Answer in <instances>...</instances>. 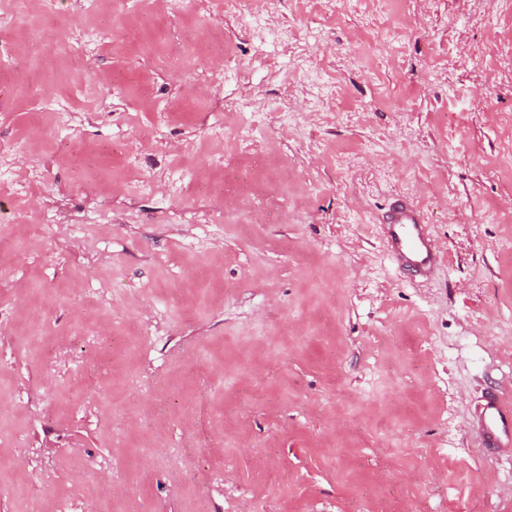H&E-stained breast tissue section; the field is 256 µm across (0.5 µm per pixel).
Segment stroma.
Wrapping results in <instances>:
<instances>
[{
  "label": "stroma",
  "mask_w": 512,
  "mask_h": 512,
  "mask_svg": "<svg viewBox=\"0 0 512 512\" xmlns=\"http://www.w3.org/2000/svg\"><path fill=\"white\" fill-rule=\"evenodd\" d=\"M224 2L0 0V512H512V0ZM378 223L387 253L399 270L411 280L430 279L441 251L416 203L408 196H396ZM481 430L487 441L511 442L512 445V404L500 395L493 396L486 404Z\"/></svg>",
  "instance_id": "1"
}]
</instances>
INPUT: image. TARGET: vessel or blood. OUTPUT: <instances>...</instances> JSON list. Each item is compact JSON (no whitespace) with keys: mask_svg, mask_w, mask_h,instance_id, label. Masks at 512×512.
<instances>
[{"mask_svg":"<svg viewBox=\"0 0 512 512\" xmlns=\"http://www.w3.org/2000/svg\"><path fill=\"white\" fill-rule=\"evenodd\" d=\"M378 223L387 253L399 270L413 280L430 279L441 252L416 203L408 196H396ZM481 430L487 441L512 443V404L493 396L486 404Z\"/></svg>","mask_w":512,"mask_h":512,"instance_id":"1","label":"vessel or blood"}]
</instances>
